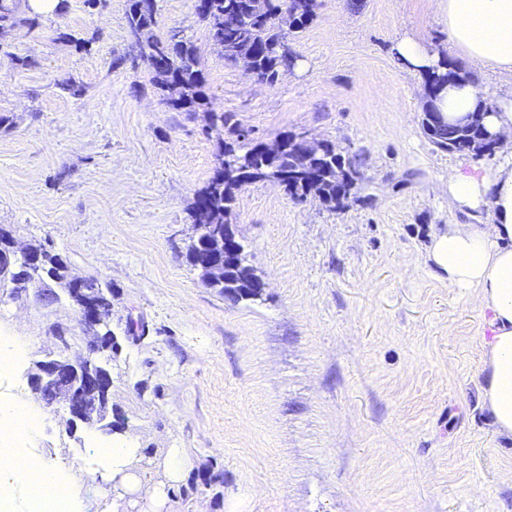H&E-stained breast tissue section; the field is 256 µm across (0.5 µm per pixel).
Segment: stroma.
I'll list each match as a JSON object with an SVG mask.
<instances>
[{"label": "stroma", "mask_w": 512, "mask_h": 512, "mask_svg": "<svg viewBox=\"0 0 512 512\" xmlns=\"http://www.w3.org/2000/svg\"><path fill=\"white\" fill-rule=\"evenodd\" d=\"M318 4L289 40L293 70L269 87L224 59L195 0H157L153 34L196 45L213 107L251 139L307 131L362 164V197L339 211L269 181L238 191L246 263L267 284L255 301L206 287L187 259L188 206L236 136L172 110L145 64L113 68L137 54L127 0H67L36 30L0 33V228L111 289L108 418L139 450L128 492L90 449L93 430L69 429L64 404L45 408L37 445L80 512H149L158 488L160 512H512V438L482 399L491 314L427 258L449 225L491 221L449 206V174H491L501 158L442 151L422 131L423 77L393 46L411 37L447 54L438 0ZM65 81L84 96L61 93ZM132 319L143 332L127 333ZM1 330L27 340L16 379L0 382L23 402L38 399V361L87 342L59 289L0 293ZM175 449L186 467L173 482Z\"/></svg>", "instance_id": "stroma-1"}]
</instances>
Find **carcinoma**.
<instances>
[{
    "label": "carcinoma",
    "mask_w": 512,
    "mask_h": 512,
    "mask_svg": "<svg viewBox=\"0 0 512 512\" xmlns=\"http://www.w3.org/2000/svg\"><path fill=\"white\" fill-rule=\"evenodd\" d=\"M142 0H129L126 22L129 33L141 44V57L152 73L154 85L163 93L169 107L176 111L213 112L211 127L215 129L232 125L233 113L212 110L206 92V77L196 46L185 39L177 30L164 38L152 34L156 23L157 8L146 10ZM296 4L292 28L285 32L279 24L281 0H196V11L202 13L211 38L220 46L224 59L237 62L242 55L254 60L255 72L271 86L276 85L294 65L291 49L286 45L288 37L296 36L313 21L318 8L317 0H292ZM237 11L242 22L235 28L224 27V13ZM19 25L30 29L39 27V17L27 16L20 11L19 0H0V29ZM460 68L448 66V60L439 63L436 70L425 79L429 90L458 76ZM424 134L438 148L461 155L468 154L467 142L479 137L477 127L464 131L456 126L444 125L439 129L422 125ZM259 142L242 135V141L233 146L219 142L216 166L203 189L195 196L189 211L195 224H224L228 217L235 215V202L239 189L248 184L237 172L251 167L250 161L258 149ZM361 174L357 159L342 154L333 143L329 144L326 159L319 165L321 187L314 195L326 207L336 209V193L342 169ZM283 189L292 199L303 201L311 196L309 189L296 178L285 177ZM44 280H50L71 290L68 266L56 253L48 250L45 254ZM11 285L12 293H19L32 287L26 273L15 271L3 265L0 267V288Z\"/></svg>",
    "instance_id": "cac0c4a2"
}]
</instances>
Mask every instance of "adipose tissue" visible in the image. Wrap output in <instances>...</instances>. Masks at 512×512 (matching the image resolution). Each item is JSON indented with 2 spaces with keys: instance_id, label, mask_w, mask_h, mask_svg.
Instances as JSON below:
<instances>
[{
  "instance_id": "ef3b65f1",
  "label": "adipose tissue",
  "mask_w": 512,
  "mask_h": 512,
  "mask_svg": "<svg viewBox=\"0 0 512 512\" xmlns=\"http://www.w3.org/2000/svg\"><path fill=\"white\" fill-rule=\"evenodd\" d=\"M448 47L464 61L512 74V0H443ZM434 105L449 124L483 113L501 139L502 165L491 175L455 172L446 191L450 206L490 209V224H452L428 253L449 287L474 292L492 313L493 337L482 362L483 395L499 434L512 438V97L489 106L464 76L448 82Z\"/></svg>"
}]
</instances>
